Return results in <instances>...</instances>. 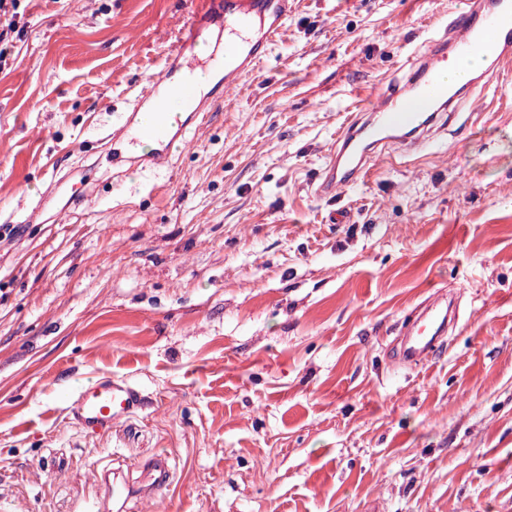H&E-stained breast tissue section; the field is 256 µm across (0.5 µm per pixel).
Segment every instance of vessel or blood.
I'll return each mask as SVG.
<instances>
[{
	"label": "vessel or blood",
	"instance_id": "1",
	"mask_svg": "<svg viewBox=\"0 0 512 512\" xmlns=\"http://www.w3.org/2000/svg\"><path fill=\"white\" fill-rule=\"evenodd\" d=\"M294 0H196L192 22L183 30L175 54L168 57L161 78L151 81L135 99L149 105L154 122L149 128L136 123L135 113H125L113 123V143L128 142L127 161L141 167L165 168L173 163V148L183 142L187 129L201 125L207 112L263 63L276 36L293 10ZM224 18V66L216 70V90L194 101L189 112L169 111L167 102L177 94L192 99L193 86L176 76L182 59L191 55L203 20ZM469 57L485 60L489 70L512 63V0H468L465 10H452L447 21L423 45L410 53L401 74L384 82L367 105L350 112L336 134V147L328 156L318 195H329L363 182L373 158L397 150L409 159L424 151L447 131L458 112L464 111L484 74H472L465 83L443 79L449 64ZM450 325L447 298H437L406 327L399 362L410 365L439 349ZM143 396L124 379L91 380L64 401L65 409L84 433L112 431L141 407ZM171 472L164 459L142 466L139 482L148 489L168 486ZM102 497L85 512H123L131 485L126 476L102 471Z\"/></svg>",
	"mask_w": 512,
	"mask_h": 512
}]
</instances>
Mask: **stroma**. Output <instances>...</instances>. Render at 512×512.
<instances>
[{
  "instance_id": "stroma-1",
  "label": "stroma",
  "mask_w": 512,
  "mask_h": 512,
  "mask_svg": "<svg viewBox=\"0 0 512 512\" xmlns=\"http://www.w3.org/2000/svg\"><path fill=\"white\" fill-rule=\"evenodd\" d=\"M193 0H20L0 67V498L80 512L162 455L125 512H512V70L426 157L316 182L353 106L466 0H296L268 59L170 168L113 175L101 135ZM457 294L403 366L408 313ZM151 402L90 436L94 377ZM171 472L165 460L157 458L140 470L139 483L146 489H157L170 484Z\"/></svg>"
}]
</instances>
